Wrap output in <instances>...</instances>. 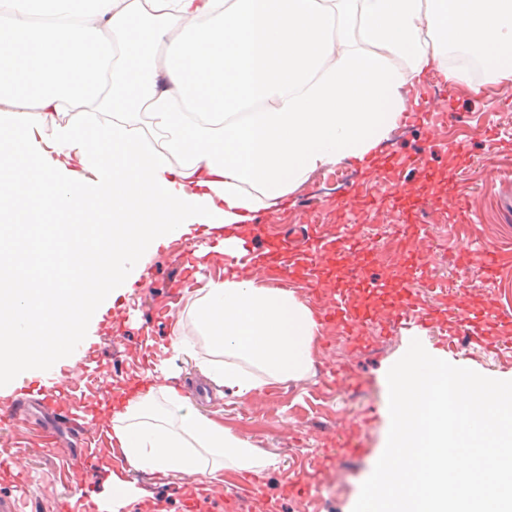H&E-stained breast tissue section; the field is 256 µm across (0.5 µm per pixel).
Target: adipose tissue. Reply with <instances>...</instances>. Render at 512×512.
<instances>
[{
    "mask_svg": "<svg viewBox=\"0 0 512 512\" xmlns=\"http://www.w3.org/2000/svg\"><path fill=\"white\" fill-rule=\"evenodd\" d=\"M512 84V0H0V382L53 366L97 307L188 228L283 210L310 174L367 164L443 68ZM202 368L242 398L304 378L321 323L293 290L208 276ZM164 371L108 435L133 467L218 486L269 461Z\"/></svg>",
    "mask_w": 512,
    "mask_h": 512,
    "instance_id": "adipose-tissue-1",
    "label": "adipose tissue"
}]
</instances>
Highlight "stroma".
Returning a JSON list of instances; mask_svg holds the SVG:
<instances>
[{"mask_svg": "<svg viewBox=\"0 0 512 512\" xmlns=\"http://www.w3.org/2000/svg\"><path fill=\"white\" fill-rule=\"evenodd\" d=\"M503 88L489 95L464 91L452 93L451 116H436L432 125L407 119L390 136L382 155L392 159L401 178L413 180L411 166L422 162L444 178L434 203L414 207L404 227L400 248L407 264L387 267L374 262L368 269L389 285L369 294L363 288L338 283L335 258L320 261L323 271L317 288H296V295L312 308H320L336 292L353 304L368 305L376 335L369 345L353 347L343 336L322 328L315 344L314 365L302 380L262 387L245 398L220 397L194 361L178 364L182 392L200 412L221 410L225 429L246 438L254 448L273 459V466L258 471L255 492L240 489L242 474L225 470L223 499L215 501L200 476L175 479L143 471L125 461L106 459L118 475H131L136 491L131 500L137 512H183V497L195 492L201 512H267L275 503L277 512H352L363 482L382 455L390 427L389 390L386 374L390 366L419 340L432 352H440L442 325L412 329L394 328L380 333L393 289L413 281L415 268L409 260L420 245L414 239L417 226L427 228L433 248L427 276L447 282L460 292L470 310L484 319L490 337L512 341V320L501 311L512 312V261L500 266L494 277L480 276L483 250L494 248L512 253V106L503 103ZM497 146H490V138ZM464 194L475 225L450 221L448 209L456 194ZM340 196L336 181L313 173L298 190L290 193L288 207L274 220L285 236H301L313 225L320 236L336 233V203ZM205 236L160 248L147 263L137 294H123L107 301L89 325L86 339L97 346L95 358L72 350L61 358L69 385L62 405L72 423L60 429L53 453H45V429L38 420L17 415L0 429V459L26 454L30 498L26 512H46L55 499L72 492L70 474L82 466L84 442L97 425L111 426L109 404L118 399L127 379L147 376L158 367L174 364L172 342L190 337L199 354L206 344L187 313L200 283L182 273L190 250L207 244ZM470 247L467 264L457 258ZM348 366L359 376L352 389L337 390L334 373ZM108 369V382H100L101 369ZM359 422V453H344L337 461L325 460L322 450L329 439L351 422ZM311 475L314 485L305 497L286 493V485Z\"/></svg>", "mask_w": 512, "mask_h": 512, "instance_id": "35a3bbf8", "label": "stroma"}]
</instances>
